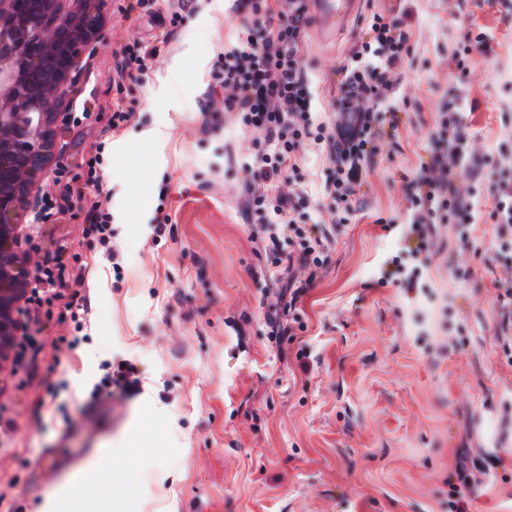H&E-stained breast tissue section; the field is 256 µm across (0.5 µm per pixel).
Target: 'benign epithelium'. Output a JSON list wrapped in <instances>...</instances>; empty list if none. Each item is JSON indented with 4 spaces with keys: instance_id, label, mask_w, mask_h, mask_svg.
I'll use <instances>...</instances> for the list:
<instances>
[{
    "instance_id": "obj_1",
    "label": "benign epithelium",
    "mask_w": 512,
    "mask_h": 512,
    "mask_svg": "<svg viewBox=\"0 0 512 512\" xmlns=\"http://www.w3.org/2000/svg\"><path fill=\"white\" fill-rule=\"evenodd\" d=\"M0 0V373L13 366L23 333L14 306L26 291L28 257L17 253L35 215L29 193L60 151V106L101 36L104 0Z\"/></svg>"
}]
</instances>
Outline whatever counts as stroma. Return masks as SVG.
<instances>
[{
    "label": "stroma",
    "mask_w": 512,
    "mask_h": 512,
    "mask_svg": "<svg viewBox=\"0 0 512 512\" xmlns=\"http://www.w3.org/2000/svg\"><path fill=\"white\" fill-rule=\"evenodd\" d=\"M126 5L106 0L62 150L32 189L52 194L61 171L78 190L23 231L33 263L80 253L87 309L31 326L22 364L0 373V512H512V301L496 286L512 280V244L489 217L512 179V0H365L333 43L306 27L297 57L333 123L337 71L373 13L409 33L392 88L350 101L400 114L351 203L325 193L310 140L270 183L271 197L302 194L297 223L328 236L315 271L273 265L292 247L259 233L249 170L273 145L224 120L232 93L216 75L258 30L249 0ZM481 32L490 52L457 66ZM160 40L116 91L122 48ZM118 97L130 118L104 131ZM444 112L462 117L472 217L421 237L414 191ZM91 156L98 191L84 186ZM101 212L112 260L83 234ZM121 361L138 384L94 404Z\"/></svg>",
    "instance_id": "1"
}]
</instances>
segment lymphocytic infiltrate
Wrapping results in <instances>:
<instances>
[{"mask_svg": "<svg viewBox=\"0 0 512 512\" xmlns=\"http://www.w3.org/2000/svg\"><path fill=\"white\" fill-rule=\"evenodd\" d=\"M253 14L262 19L261 36H248L244 45L224 54L225 87L232 89L229 111L239 115L249 125L264 129L275 149L256 155L251 163L253 174L252 202L256 207L271 206L274 219L262 230L269 239L291 233L299 240L301 254L314 267L324 263L326 244L314 229L297 224L293 200L277 199L268 204L264 185L272 176L295 168L297 151L305 138H314L322 145L330 162L347 158L360 160L368 154L370 145L383 130L375 121L374 112L354 110L349 128L316 122L308 79L300 70L296 58L307 19L303 10L290 12L287 19L275 21L267 15L260 0L252 4ZM409 33L399 19L374 14L368 37L352 52L340 71L344 89L364 97L388 86L391 73L404 61ZM462 119L457 115H442L439 120L437 146L425 163V177L418 182L416 196L422 210L417 223H433L437 214L457 216L470 209L463 199L457 182L465 170L463 160L466 144L461 133ZM355 168L338 167L330 175L325 190L340 201L354 195ZM31 285L26 304L40 306L44 298L56 301L59 319L76 316L84 305L81 279L70 278L65 264L49 258L29 275Z\"/></svg>", "mask_w": 512, "mask_h": 512, "instance_id": "1", "label": "lymphocytic infiltrate"}]
</instances>
